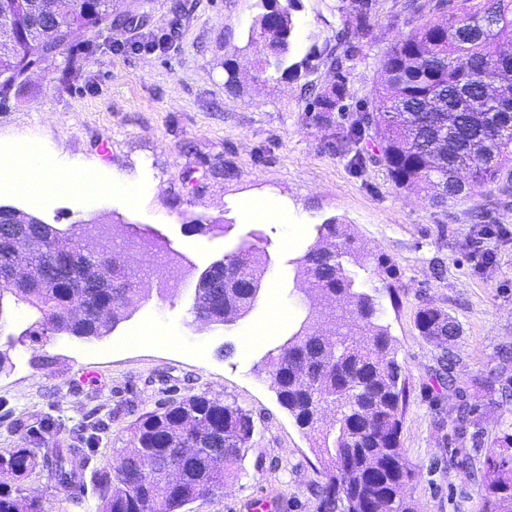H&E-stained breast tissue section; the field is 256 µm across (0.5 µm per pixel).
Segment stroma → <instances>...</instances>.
Listing matches in <instances>:
<instances>
[{
	"label": "stroma",
	"mask_w": 512,
	"mask_h": 512,
	"mask_svg": "<svg viewBox=\"0 0 512 512\" xmlns=\"http://www.w3.org/2000/svg\"><path fill=\"white\" fill-rule=\"evenodd\" d=\"M188 2L189 12L177 13L174 0H116L115 12L139 14L136 26L73 36L0 95V161L30 147L145 190L135 206L77 188L37 199L0 191V205L61 229L100 218L131 226L196 270L165 298H133L126 321L105 338L16 345L12 368L0 373V450L90 441L96 451L87 468L100 470L129 446L143 414L190 395H218L250 415L253 444L224 492L188 512H248L266 497L282 512H316L321 464L311 436L280 405L265 364L305 314L291 261L321 225L335 222L348 225L367 256L350 274L380 308L407 382L400 446L421 474L406 496L418 512H481L485 459L512 434V167L471 197L437 207L392 183L369 137L345 139L373 107L381 57L446 14V0H373L371 39L355 56L351 0H300L298 47L321 55L310 71L275 81L257 77L259 50L245 46L258 0ZM336 55L343 69L333 67ZM75 56L79 66L61 79ZM228 57L239 72L232 87ZM339 80L348 88L341 108L317 111L313 90ZM254 196L278 199L282 221L255 222L247 213ZM487 224L510 233L483 238ZM252 244L267 257L257 302L233 323L200 326L192 312L197 273ZM382 261L390 275H379ZM426 304L457 321L448 347L417 331L416 312ZM266 325L267 339L253 342ZM135 326L158 331L162 342L116 349ZM491 371L499 380L489 390L479 380ZM462 405L474 421L464 433L456 421ZM461 452L472 469L456 466ZM23 486L41 496L45 512H96L93 482L80 508L48 468Z\"/></svg>",
	"instance_id": "obj_1"
}]
</instances>
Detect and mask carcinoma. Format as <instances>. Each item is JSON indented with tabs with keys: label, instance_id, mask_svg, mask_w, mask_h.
Listing matches in <instances>:
<instances>
[{
	"label": "carcinoma",
	"instance_id": "carcinoma-1",
	"mask_svg": "<svg viewBox=\"0 0 512 512\" xmlns=\"http://www.w3.org/2000/svg\"><path fill=\"white\" fill-rule=\"evenodd\" d=\"M299 0H260L240 52L265 39L259 74L267 80L289 69H304L317 55H294ZM112 0H0V95L28 70L54 56L75 31L97 32L112 19ZM370 5L356 0L355 29L370 36ZM512 56V0H455L448 15L427 21L396 40L381 60V81L373 108L351 129L370 132L379 147L378 162L395 186L424 195L434 204L466 198L512 165V85L488 93L491 85L511 81L502 69ZM347 95L338 81L317 95L320 112H333ZM17 233L29 248L17 254L10 239ZM78 232L61 230L31 217L18 223L10 206L0 205V269L20 264L31 281L14 293L34 315L28 336L67 335L98 340L125 318L130 297L150 298L129 261L107 260L123 254L117 246L92 254ZM351 234L340 224H324L319 240L292 260L294 278L308 306L295 332L271 353L267 370L280 405L314 438L323 466L317 512H414L403 490L420 470L400 448L407 401L406 379L393 356L392 337L380 309L354 288L346 264L359 261ZM266 269L255 248L241 249L214 262L199 277L193 313L214 325L243 317L254 306ZM124 284L105 288L103 276ZM416 326L427 340L441 343L458 331L445 311L419 309ZM330 411L335 419L324 424ZM251 417L207 394L186 397L162 413L150 412L135 423L130 447L95 474L98 512H187L186 506L224 491L252 446L246 433ZM182 448L193 453L181 468V483L168 479L169 464ZM91 448H47L43 458L27 448H6L0 460L18 471L17 482L0 484V512H44L40 499L25 495L21 481L42 462L57 483L78 491ZM482 512H512V454L485 460Z\"/></svg>",
	"mask_w": 512,
	"mask_h": 512
}]
</instances>
